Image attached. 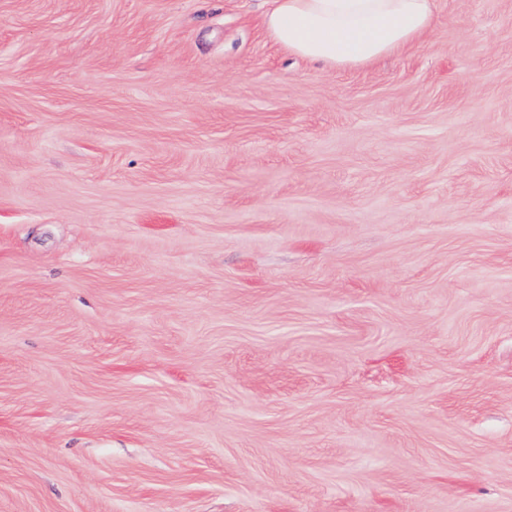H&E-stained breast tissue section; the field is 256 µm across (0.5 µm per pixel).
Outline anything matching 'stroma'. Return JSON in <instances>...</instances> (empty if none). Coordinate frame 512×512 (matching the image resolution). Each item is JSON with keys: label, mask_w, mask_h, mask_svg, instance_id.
Instances as JSON below:
<instances>
[{"label": "stroma", "mask_w": 512, "mask_h": 512, "mask_svg": "<svg viewBox=\"0 0 512 512\" xmlns=\"http://www.w3.org/2000/svg\"><path fill=\"white\" fill-rule=\"evenodd\" d=\"M271 7L0 0V512H512V0ZM265 25L291 53L331 67H359L412 47L437 18L431 0H273Z\"/></svg>", "instance_id": "35a3bbf8"}]
</instances>
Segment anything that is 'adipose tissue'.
I'll list each match as a JSON object with an SVG mask.
<instances>
[{
    "label": "adipose tissue",
    "mask_w": 512,
    "mask_h": 512,
    "mask_svg": "<svg viewBox=\"0 0 512 512\" xmlns=\"http://www.w3.org/2000/svg\"><path fill=\"white\" fill-rule=\"evenodd\" d=\"M436 22L431 0H274L265 17L275 42L335 68L414 46Z\"/></svg>",
    "instance_id": "1"
}]
</instances>
